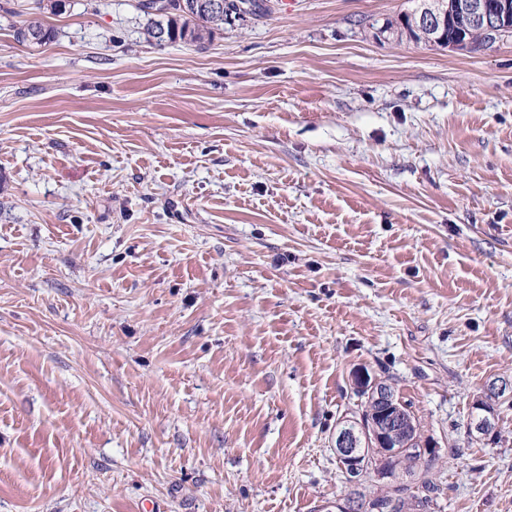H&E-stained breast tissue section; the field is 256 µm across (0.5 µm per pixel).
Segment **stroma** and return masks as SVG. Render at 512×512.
Wrapping results in <instances>:
<instances>
[{"mask_svg": "<svg viewBox=\"0 0 512 512\" xmlns=\"http://www.w3.org/2000/svg\"><path fill=\"white\" fill-rule=\"evenodd\" d=\"M267 5L201 49L138 0L39 51L0 16V512H317L356 367L437 443L434 512H512V38ZM471 431L487 436L496 431L497 414L490 409L484 401L476 400L472 404Z\"/></svg>", "mask_w": 512, "mask_h": 512, "instance_id": "stroma-1", "label": "stroma"}]
</instances>
